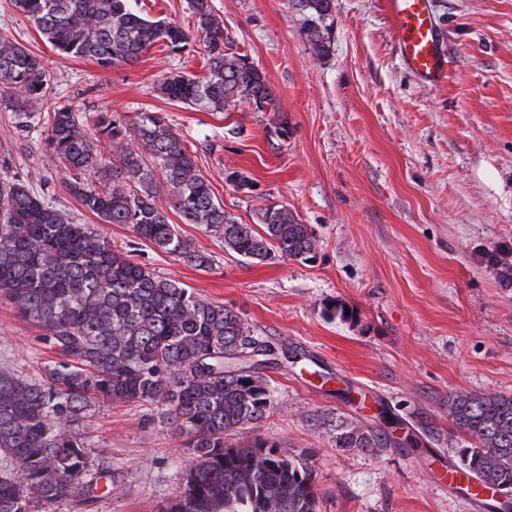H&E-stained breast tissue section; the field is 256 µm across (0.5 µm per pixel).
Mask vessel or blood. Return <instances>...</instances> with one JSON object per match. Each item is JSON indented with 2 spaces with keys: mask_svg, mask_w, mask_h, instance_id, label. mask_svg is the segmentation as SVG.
I'll return each instance as SVG.
<instances>
[{
  "mask_svg": "<svg viewBox=\"0 0 512 512\" xmlns=\"http://www.w3.org/2000/svg\"><path fill=\"white\" fill-rule=\"evenodd\" d=\"M394 26L399 57L418 79L434 84L447 69L430 0H385Z\"/></svg>",
  "mask_w": 512,
  "mask_h": 512,
  "instance_id": "obj_1",
  "label": "vessel or blood"
}]
</instances>
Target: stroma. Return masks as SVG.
<instances>
[{
  "label": "stroma",
  "instance_id": "1",
  "mask_svg": "<svg viewBox=\"0 0 512 512\" xmlns=\"http://www.w3.org/2000/svg\"><path fill=\"white\" fill-rule=\"evenodd\" d=\"M140 15L183 26L188 44L157 45L111 68L52 51L13 0L0 35L42 59L51 76L40 112L18 123L0 102V178L29 181L155 274L226 305L253 333L299 351L264 366L275 407L257 433L314 469L320 512H499L448 470L470 444L448 414L454 393L512 395V0H433L449 74L431 87L402 66L383 0H335L331 48L315 58L291 0H210L237 52L266 75L276 104L241 101L199 111L157 89L166 74L203 75L206 51L188 0H132ZM68 106L130 121L157 112L239 223L288 206L316 239L308 261L262 263L226 250L202 226L168 216L212 259L203 271L102 224L68 189L48 148L49 116ZM246 176L238 188L232 173ZM339 300L352 318L328 319ZM58 356L0 298V369L33 379ZM345 416L385 433L390 447L339 453L314 417ZM98 498L87 512H159L181 494L191 453L160 408L94 402L79 430ZM109 467L113 484L99 479Z\"/></svg>",
  "mask_w": 512,
  "mask_h": 512
}]
</instances>
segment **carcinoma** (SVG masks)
Here are the masks:
<instances>
[{"label": "carcinoma", "mask_w": 512, "mask_h": 512, "mask_svg": "<svg viewBox=\"0 0 512 512\" xmlns=\"http://www.w3.org/2000/svg\"><path fill=\"white\" fill-rule=\"evenodd\" d=\"M303 13L312 53L330 48L334 0H292ZM203 36L207 73L163 77L167 98L225 111L247 101L274 104L266 76L234 51L210 0H189ZM53 51L104 68L134 64L155 45L183 47L179 25L135 13L130 0H14ZM49 90L44 66L20 42L0 36V97L18 116L40 111ZM95 129L68 106L49 117L47 145L72 178L68 189L103 224H129L137 237L200 270L211 258L178 233L166 196L185 224H200L241 257L275 253L310 259L316 239L286 206L259 214L262 230L240 224L214 201L184 141L164 117L142 112L123 123L101 113ZM107 142L104 151L101 142ZM0 297L34 322L60 359L46 379L0 370V512H56L92 499L89 455L76 429L95 400L145 402L165 410L193 463L185 488L161 512H319L314 471L259 435L274 408L269 381L238 354L260 344L234 309L133 261L107 237L36 195L23 179L0 180ZM456 426L472 438L461 468L512 494V396H448ZM336 447L372 451L390 444L375 430L336 417Z\"/></svg>", "instance_id": "1"}]
</instances>
